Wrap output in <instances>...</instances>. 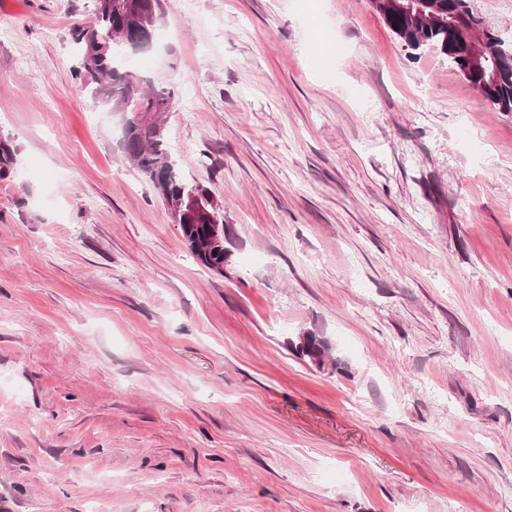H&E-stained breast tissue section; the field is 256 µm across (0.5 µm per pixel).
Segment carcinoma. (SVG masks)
<instances>
[{
	"instance_id": "obj_1",
	"label": "carcinoma",
	"mask_w": 512,
	"mask_h": 512,
	"mask_svg": "<svg viewBox=\"0 0 512 512\" xmlns=\"http://www.w3.org/2000/svg\"><path fill=\"white\" fill-rule=\"evenodd\" d=\"M93 21L73 29L72 40L76 65L72 77L90 93L91 98L114 112H167L174 103V93L151 86L142 88L122 71L118 57L129 48L117 45L112 36L123 34L129 38L138 35L151 22L161 21L163 0H91ZM385 24L396 35L403 47L414 53L412 47L434 49L444 54L459 52L451 30L436 26L409 10L384 18ZM472 86L497 112H512V61L500 62L494 89L485 87V73L476 71L466 77ZM121 148L140 173L153 185L171 210L179 213L182 236L192 254L205 268L224 263V255L201 253L192 239L202 237L210 224L224 223V215L210 201L207 188L185 183L177 172V164L167 151L165 136H151L139 126L123 124ZM19 165L18 151L10 138L0 136V181L15 176ZM309 345L295 346L301 358L323 365L329 346L319 336H308Z\"/></svg>"
}]
</instances>
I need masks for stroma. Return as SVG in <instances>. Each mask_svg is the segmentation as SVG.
Instances as JSON below:
<instances>
[{
  "label": "stroma",
  "instance_id": "35a3bbf8",
  "mask_svg": "<svg viewBox=\"0 0 512 512\" xmlns=\"http://www.w3.org/2000/svg\"><path fill=\"white\" fill-rule=\"evenodd\" d=\"M91 19L0 0V512H512V112L368 0H165L126 69L218 275L71 78ZM18 165V151L10 137L0 136V181L14 177ZM307 337L309 345L303 348L299 343H295V352L300 358H307L312 363L318 364L321 367L329 350L328 343L320 336L308 335Z\"/></svg>",
  "mask_w": 512,
  "mask_h": 512
}]
</instances>
